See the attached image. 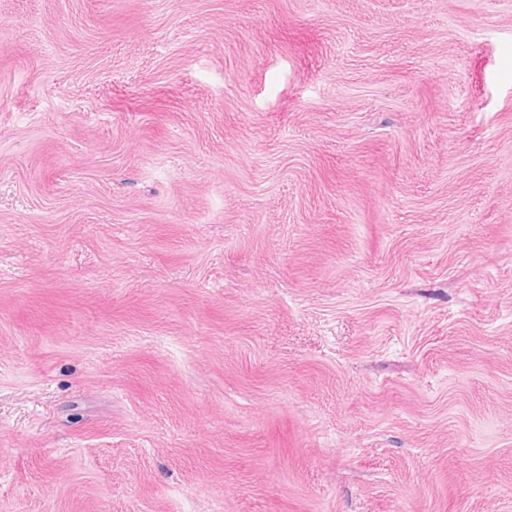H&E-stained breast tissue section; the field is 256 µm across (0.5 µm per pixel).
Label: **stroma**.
<instances>
[{
  "label": "stroma",
  "instance_id": "stroma-1",
  "mask_svg": "<svg viewBox=\"0 0 512 512\" xmlns=\"http://www.w3.org/2000/svg\"><path fill=\"white\" fill-rule=\"evenodd\" d=\"M0 512H512V0H0Z\"/></svg>",
  "mask_w": 512,
  "mask_h": 512
}]
</instances>
